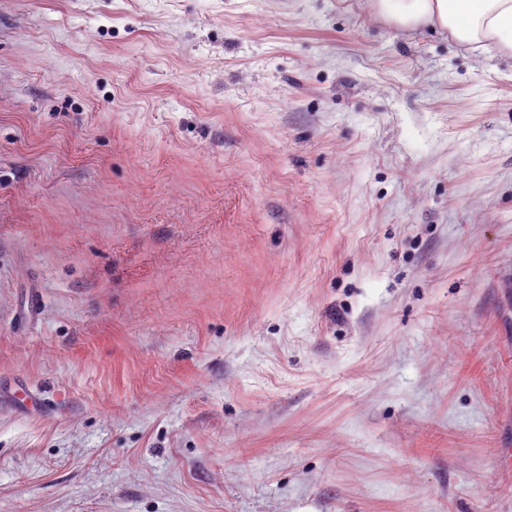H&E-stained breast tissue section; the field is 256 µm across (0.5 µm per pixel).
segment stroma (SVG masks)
Here are the masks:
<instances>
[{
    "label": "stroma",
    "mask_w": 512,
    "mask_h": 512,
    "mask_svg": "<svg viewBox=\"0 0 512 512\" xmlns=\"http://www.w3.org/2000/svg\"><path fill=\"white\" fill-rule=\"evenodd\" d=\"M510 442L511 60L0 0V512H512Z\"/></svg>",
    "instance_id": "stroma-1"
}]
</instances>
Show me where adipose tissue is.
I'll return each instance as SVG.
<instances>
[{"label": "adipose tissue", "mask_w": 512, "mask_h": 512, "mask_svg": "<svg viewBox=\"0 0 512 512\" xmlns=\"http://www.w3.org/2000/svg\"><path fill=\"white\" fill-rule=\"evenodd\" d=\"M376 18L399 29L433 27L479 52L512 59V0H369Z\"/></svg>", "instance_id": "ef3b65f1"}]
</instances>
